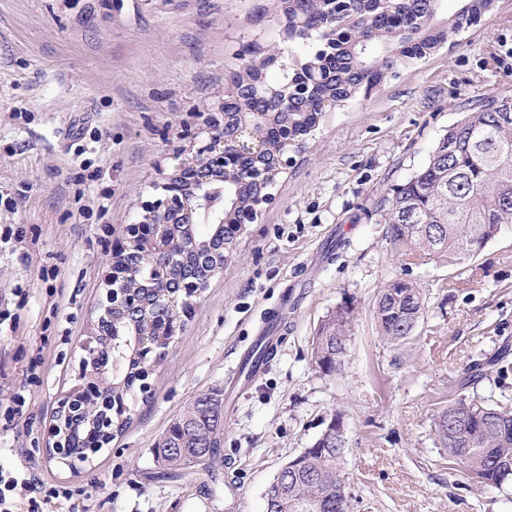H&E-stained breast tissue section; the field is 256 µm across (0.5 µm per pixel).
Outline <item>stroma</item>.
<instances>
[{
  "instance_id": "1",
  "label": "stroma",
  "mask_w": 512,
  "mask_h": 512,
  "mask_svg": "<svg viewBox=\"0 0 512 512\" xmlns=\"http://www.w3.org/2000/svg\"><path fill=\"white\" fill-rule=\"evenodd\" d=\"M279 0H0V469L90 495V512H263L280 467L341 413L352 512H512V488L468 479L440 447L438 413L472 362L512 358V224L456 279L446 262L404 264L384 201L463 110L512 93V0H495L427 59L324 113L273 200L187 316L131 405V421L78 473L50 461L60 396L79 382L105 263L176 163L196 112L216 107L247 44L280 42ZM413 281L425 313L393 346L373 304ZM354 312L341 366L311 356L321 321ZM282 307L284 328L264 323ZM277 346L237 376L255 337ZM38 380H24L27 369ZM223 402V451L207 473L161 479L152 448L197 397Z\"/></svg>"
}]
</instances>
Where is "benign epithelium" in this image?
I'll list each match as a JSON object with an SVG mask.
<instances>
[{
    "label": "benign epithelium",
    "mask_w": 512,
    "mask_h": 512,
    "mask_svg": "<svg viewBox=\"0 0 512 512\" xmlns=\"http://www.w3.org/2000/svg\"><path fill=\"white\" fill-rule=\"evenodd\" d=\"M236 104L248 112L249 121L241 126L229 125L225 104L216 112H200L201 128L184 127L180 139L192 144L186 157L162 186V192L141 203L142 214L125 229V244L120 250L124 263L109 261L105 275L106 294L100 306L116 298H124L141 287L136 269L150 267L157 271L153 288L159 310L139 334L140 348L148 346L153 336L169 332L168 324L179 320L178 306L185 297H200L212 280L223 272L212 267L214 256L224 254V237H219L208 250H201L193 225L205 222L224 229L226 224L253 223L264 205L273 199L272 187L277 176L288 168V147L292 142L279 140L278 148L266 151L263 138L272 128L270 113L288 109V86L273 88L262 80L239 87ZM235 174L256 188L241 210L227 217L224 183ZM119 360L99 359V350L90 348L89 360L82 369L83 384L65 393L57 409L72 418L85 414L89 393H112V375ZM52 448L64 454L70 448L83 447L80 439L71 440L58 422L50 426Z\"/></svg>",
    "instance_id": "benign-epithelium-1"
}]
</instances>
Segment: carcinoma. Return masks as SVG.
Returning <instances> with one entry per match:
<instances>
[{
    "label": "carcinoma",
    "mask_w": 512,
    "mask_h": 512,
    "mask_svg": "<svg viewBox=\"0 0 512 512\" xmlns=\"http://www.w3.org/2000/svg\"><path fill=\"white\" fill-rule=\"evenodd\" d=\"M493 0H463L448 25H432L436 0H347L343 14L331 20L306 0H291L283 10L293 27L291 42L301 48L314 38L327 40L328 50L301 59L306 71L319 70L325 81L309 90L288 86V111L277 116L281 134L306 143L323 113L309 108L306 97L333 98L340 107L362 88L379 85L389 74L425 59L456 32L480 18ZM387 236L413 260H443L461 267L494 239L502 225L512 224V94L488 98L448 129L427 163L399 185L389 202ZM424 301L410 282L395 279L381 289L375 319L382 337L398 344L413 332L422 317ZM126 345L112 350L121 369L112 381V416L96 411L74 428L87 441L101 435L113 438L130 421L124 402L144 389L146 362H158L168 344L152 351L135 347L125 335L130 319L122 304L112 309ZM349 303L336 307L321 321L311 349L324 374L336 371L346 353ZM483 374L473 369L459 383L458 397L437 417L435 432L448 458L462 466L472 480L501 488L512 485V409L492 407L467 397V389ZM223 411L209 396L196 399L170 424L155 443L159 468L179 476L194 460L214 457L221 448ZM298 468L268 489L271 512H349V496L339 474L342 453L321 440L298 454Z\"/></svg>",
    "instance_id": "obj_1"
}]
</instances>
